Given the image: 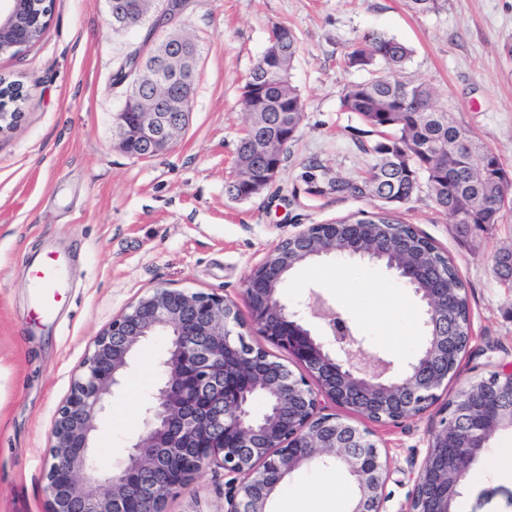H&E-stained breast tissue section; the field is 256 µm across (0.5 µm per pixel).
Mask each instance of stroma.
Wrapping results in <instances>:
<instances>
[{"mask_svg": "<svg viewBox=\"0 0 512 512\" xmlns=\"http://www.w3.org/2000/svg\"><path fill=\"white\" fill-rule=\"evenodd\" d=\"M202 53L189 124L170 150L148 159L117 144L123 87L113 76L146 48L148 28L112 23L107 0H53L39 41L0 56V78L23 86L17 126L0 134V512H49L45 470L50 432L74 373L113 317L156 289L217 294L238 303L254 267L311 224L380 212V202L309 191L308 160L354 178L369 155L357 147L361 123L340 96L363 71L342 62L355 34L376 30L409 45L406 78L430 83L437 103L470 129L512 172V0H446L418 14L406 0H186L179 18ZM299 39L292 80L305 112L262 197L234 200L235 153L246 125L245 77L273 26ZM400 219L448 256L463 280L473 341L459 375L441 391L453 398L468 380L512 364V285L493 256L512 245V207L500 224L460 239L427 196ZM50 250L67 265V304L52 316L32 302L30 263ZM319 293L364 338L369 353L402 366L420 345L413 290L385 269L344 257L291 271L284 303ZM161 341L147 342L109 399L94 436L102 468L121 460L143 429L142 407L158 378ZM437 408L385 424L372 438L390 459L384 512H407L415 478L437 427ZM223 470H205L173 494L167 512H224ZM512 471L482 460L456 512H512ZM354 485L335 467H301L281 483L272 512H347Z\"/></svg>", "mask_w": 512, "mask_h": 512, "instance_id": "stroma-1", "label": "stroma"}]
</instances>
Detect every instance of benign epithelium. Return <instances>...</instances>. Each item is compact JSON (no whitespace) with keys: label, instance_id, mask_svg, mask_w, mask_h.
<instances>
[{"label":"benign epithelium","instance_id":"benign-epithelium-1","mask_svg":"<svg viewBox=\"0 0 512 512\" xmlns=\"http://www.w3.org/2000/svg\"><path fill=\"white\" fill-rule=\"evenodd\" d=\"M0 9V54L22 48L13 32L26 0H8ZM160 63L149 82H170L192 72L197 57L186 39L169 34L157 53ZM190 97H159L147 112L117 113L125 151L144 148L150 158L173 146L184 130ZM327 225L311 224L283 241L253 269L243 290L249 322L237 304L215 294L160 288L113 318L95 337L94 349L76 371L70 394L57 410L51 431V463L46 473L50 512H167L169 497L188 488L204 470L231 476L225 512H268L282 481L302 466L340 460L356 486L348 512H383L382 488L388 456L371 432L326 412L321 400L372 422L420 415L439 400L448 380V355H462L456 337L436 322L448 316V291L437 281L417 288L423 267L387 262L396 242L384 239L371 249L372 262L385 265L414 288L422 306L420 348L400 369L372 357L349 321L318 298L288 306L281 298L287 275L318 257L349 256L366 224H346L338 236ZM311 235L321 245L309 253L294 243ZM322 324L312 331L309 320ZM256 327L286 351L305 373L297 376L265 349L247 341ZM164 336L167 348L160 378L145 408V427L112 470L97 466L92 433L109 397L122 384L136 351ZM512 367L484 379L483 399L463 390L444 403L439 426L429 440L407 512H453L473 466L487 451L491 433L512 430V402L501 379Z\"/></svg>","mask_w":512,"mask_h":512}]
</instances>
